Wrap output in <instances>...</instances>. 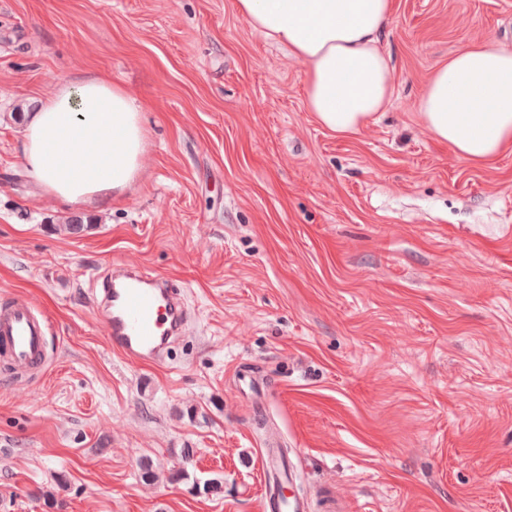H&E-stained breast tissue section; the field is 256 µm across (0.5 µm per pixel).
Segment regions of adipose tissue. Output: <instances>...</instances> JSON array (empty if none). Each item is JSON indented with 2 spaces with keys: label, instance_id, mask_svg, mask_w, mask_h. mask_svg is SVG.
<instances>
[{
  "label": "adipose tissue",
  "instance_id": "adipose-tissue-1",
  "mask_svg": "<svg viewBox=\"0 0 512 512\" xmlns=\"http://www.w3.org/2000/svg\"><path fill=\"white\" fill-rule=\"evenodd\" d=\"M246 22L306 67V106L327 130L352 134L393 96L380 41L391 0H234ZM440 142L481 163L512 144V48L485 40L457 51L420 97ZM141 111L105 76L66 83L36 112L23 136V164L43 195L66 205L111 202L141 169Z\"/></svg>",
  "mask_w": 512,
  "mask_h": 512
}]
</instances>
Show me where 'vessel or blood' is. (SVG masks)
<instances>
[{"mask_svg": "<svg viewBox=\"0 0 512 512\" xmlns=\"http://www.w3.org/2000/svg\"><path fill=\"white\" fill-rule=\"evenodd\" d=\"M102 280L93 309L113 354L137 368L163 364L188 321L181 294L165 277L121 263L109 265ZM48 328L44 314L27 299L1 300L0 360L20 372L44 367ZM266 469L271 485L265 512H307L304 502L286 495L288 472L275 453H267Z\"/></svg>", "mask_w": 512, "mask_h": 512, "instance_id": "vessel-or-blood-1", "label": "vessel or blood"}]
</instances>
